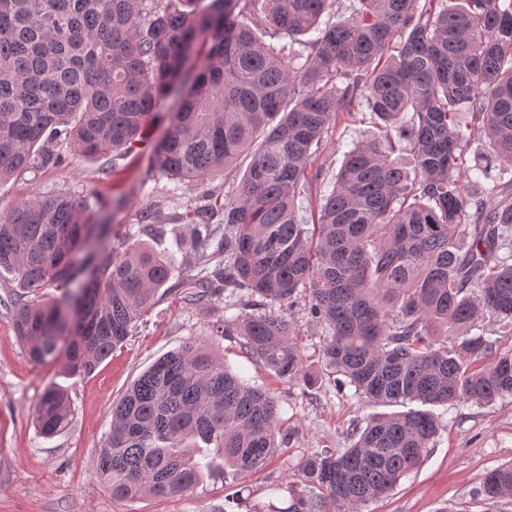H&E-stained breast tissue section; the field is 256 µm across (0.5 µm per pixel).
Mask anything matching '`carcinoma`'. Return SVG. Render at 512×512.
<instances>
[{"mask_svg": "<svg viewBox=\"0 0 512 512\" xmlns=\"http://www.w3.org/2000/svg\"><path fill=\"white\" fill-rule=\"evenodd\" d=\"M334 0H0V183L85 158L131 152L168 100L156 144L160 173L202 182L252 157L223 223L198 213L190 249L224 256L196 281L224 290L239 313L216 332L282 378L313 381L293 315L297 299L323 326L324 370L386 405H483L512 395V348L468 334L479 317L512 336V183L484 187L512 165V0H358L330 24ZM315 34L299 67L274 41ZM377 135L347 152L317 224L298 218L308 163L358 98ZM470 112L491 153L466 165L458 122ZM414 169L396 156L402 143ZM109 203L33 194L0 214V269L14 276V331L38 363L88 376L132 335L179 271L114 230ZM508 256H500L501 251ZM60 296L48 299L44 290ZM49 385L33 421L46 437L70 424ZM432 415L410 409L358 420L350 446L306 457L273 512H360L387 495L432 448ZM279 405L206 345L160 358L112 408L97 459L112 497H175L195 489L210 456L250 474L280 444ZM481 493L512 495V461Z\"/></svg>", "mask_w": 512, "mask_h": 512, "instance_id": "obj_1", "label": "carcinoma"}]
</instances>
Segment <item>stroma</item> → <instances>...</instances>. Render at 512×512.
<instances>
[{
    "mask_svg": "<svg viewBox=\"0 0 512 512\" xmlns=\"http://www.w3.org/2000/svg\"><path fill=\"white\" fill-rule=\"evenodd\" d=\"M167 121L154 123L131 154L87 159L73 154L62 168H44L0 184V210L36 191H70L75 197L119 204L114 215L121 229L135 228L145 209L154 223L167 227L152 246L172 254L182 273L167 284L163 296L139 322L125 345L85 378L65 374L61 361L32 362L13 330L12 301L17 296L10 273L0 272V512H251L253 506L288 503L287 487L298 484L303 458L320 450H340L350 443L351 423L381 413L382 407L359 398L352 387H338L321 363L324 329L309 322L303 308L294 314L302 325L300 346L312 384L285 380L250 356L236 336H216L224 320V293L197 292L192 275L196 258L185 245L189 235L187 201L202 196L232 195L251 158L242 156L233 169L198 184L159 174L154 144ZM366 103L342 112L325 143L308 165L305 188L297 204L310 220L321 198L331 190L344 154L375 131ZM196 341L207 344L242 378L268 389L279 400L280 429L288 442L259 471L240 476L213 459L200 484L190 493L168 498L117 500L96 471L97 458L112 423V404L157 359ZM65 388L73 419L62 434L46 438L33 423L34 407L50 384ZM443 429L420 465L384 498L362 512H512V496L490 500L478 489L487 473L512 460V396L489 405L464 404L432 409Z\"/></svg>",
    "mask_w": 512,
    "mask_h": 512,
    "instance_id": "stroma-1",
    "label": "stroma"
}]
</instances>
